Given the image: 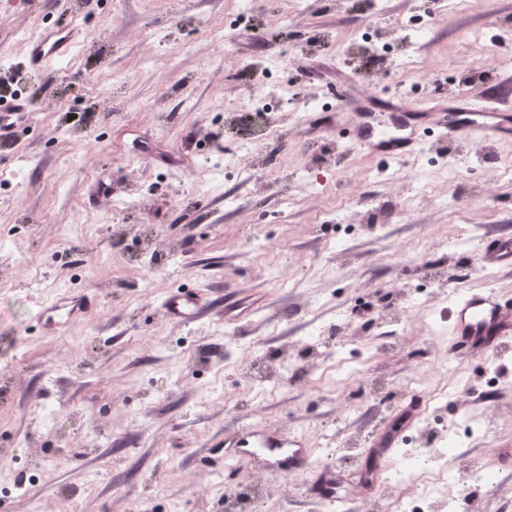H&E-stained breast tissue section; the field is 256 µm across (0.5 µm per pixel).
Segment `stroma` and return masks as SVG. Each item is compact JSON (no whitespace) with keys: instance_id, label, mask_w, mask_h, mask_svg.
<instances>
[{"instance_id":"35a3bbf8","label":"stroma","mask_w":512,"mask_h":512,"mask_svg":"<svg viewBox=\"0 0 512 512\" xmlns=\"http://www.w3.org/2000/svg\"><path fill=\"white\" fill-rule=\"evenodd\" d=\"M233 0H0V97L34 103L29 125L0 141V490L11 512H224L217 479L246 483L258 471L241 459L224 472V453L247 418L318 448L334 439L326 469L279 476L261 512H323L312 493L322 472L344 484L363 473L376 443L405 401L345 414L338 369L361 365L367 379L398 389L410 375L435 386L427 333L444 336L458 289L490 288L512 303V268L477 259L486 237L512 233V141L483 146L427 141L416 161L388 164L346 138L309 136L301 122L327 87L393 93L417 87L428 104L434 75L490 62L512 81V0H387L366 14L363 0H274L257 22L213 35ZM434 13L428 38L405 27ZM78 25L84 42L53 69L26 72L27 45L16 31ZM373 28L372 46L359 43ZM394 42L397 53L382 52ZM286 67L301 93L274 113L276 159L254 150L252 177L210 181L237 142L239 105L273 87L265 66ZM322 164L304 180L301 161ZM454 164L472 197L458 206L448 185L419 171ZM234 196L236 210L224 207ZM133 199L116 213L112 200ZM136 249H115L114 235ZM431 287L397 328L375 329L384 353L371 355L351 311L387 309L394 294ZM196 288L210 302L198 321L163 320L168 292ZM91 291L98 305L62 331L46 327L42 306ZM343 336L341 356L323 346L278 392L255 399L235 377L244 346L272 361L313 330ZM496 389L481 354L450 355L455 403L419 417L446 423L466 414L477 429L453 452L481 464L490 446L512 449V335ZM56 425H47L46 412ZM480 512H512V456L493 486H458Z\"/></svg>"}]
</instances>
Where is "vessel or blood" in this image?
I'll list each match as a JSON object with an SVG mask.
<instances>
[{"label":"vessel or blood","instance_id":"obj_1","mask_svg":"<svg viewBox=\"0 0 512 512\" xmlns=\"http://www.w3.org/2000/svg\"><path fill=\"white\" fill-rule=\"evenodd\" d=\"M82 34L76 30L44 29L30 43L28 68L47 69L64 60L69 47ZM337 101L347 102L346 112L308 116L310 134L351 133L356 148L380 160L402 161L419 154L426 137L437 140L482 138L492 141L512 139V107L491 104L484 96L461 90L438 94L431 105L415 106L404 98L365 92L350 95L347 85L328 91ZM33 110L29 100L15 96L0 102V138H12L19 125L28 123ZM482 264L512 268V237L488 238L479 254ZM95 295L78 292L47 305L53 328L62 329L94 309ZM204 308L199 290L187 288L171 292L159 307L160 316L175 324L195 322ZM452 322L448 351L466 355L479 351L484 356L498 352L505 337L512 335V305L488 289H467L459 293L450 312ZM246 437L254 448H278L281 456L269 460V470L296 473L309 465L310 450L305 440L290 437L261 422L246 426Z\"/></svg>","mask_w":512,"mask_h":512}]
</instances>
